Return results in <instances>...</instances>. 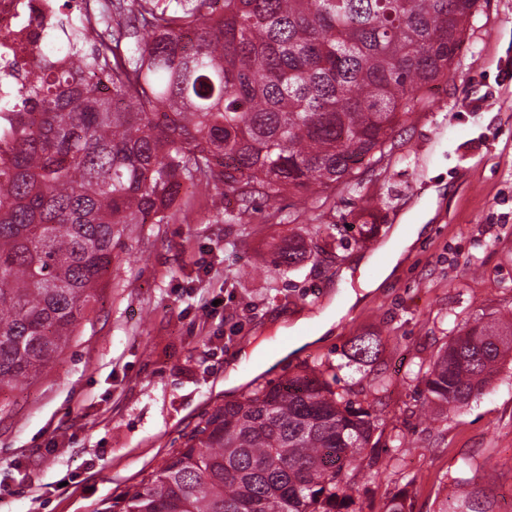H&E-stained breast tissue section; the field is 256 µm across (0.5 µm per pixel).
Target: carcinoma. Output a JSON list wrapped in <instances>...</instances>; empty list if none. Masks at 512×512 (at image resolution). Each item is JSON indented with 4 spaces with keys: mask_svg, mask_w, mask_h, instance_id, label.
<instances>
[{
    "mask_svg": "<svg viewBox=\"0 0 512 512\" xmlns=\"http://www.w3.org/2000/svg\"><path fill=\"white\" fill-rule=\"evenodd\" d=\"M131 6L108 39L59 23L74 62H39L24 103L0 112V388L60 358L129 226L168 223L184 186L222 183L271 207L378 165L416 93L448 78L478 0ZM313 255L293 238L275 267L297 272ZM378 344L358 336L350 357ZM510 354L512 311L462 328L427 368L424 404L463 409ZM375 421L304 368L217 407L97 512H351L343 476ZM438 512L494 510L476 489Z\"/></svg>",
    "mask_w": 512,
    "mask_h": 512,
    "instance_id": "cac0c4a2",
    "label": "carcinoma"
}]
</instances>
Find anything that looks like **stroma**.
<instances>
[{"label": "stroma", "instance_id": "stroma-1", "mask_svg": "<svg viewBox=\"0 0 512 512\" xmlns=\"http://www.w3.org/2000/svg\"><path fill=\"white\" fill-rule=\"evenodd\" d=\"M426 223L403 266L350 305L330 334L294 347L280 328L345 302L357 256L386 259L395 225ZM369 243L331 248L335 227ZM322 253L295 273L270 261L292 234ZM55 366L0 388V512H96L183 448L201 418L247 392L319 367L376 418L372 445L347 474L355 512H436L461 459L495 512H512V360L458 413L423 403L419 372L460 328L512 308V0H479L448 79L417 95L383 162L350 185L283 195L276 215L223 189L194 194L165 224L133 225ZM215 311H207L210 301ZM379 337L371 360L354 337ZM252 348L241 385L229 360ZM401 447H394V440ZM68 488H60L62 478Z\"/></svg>", "mask_w": 512, "mask_h": 512}]
</instances>
